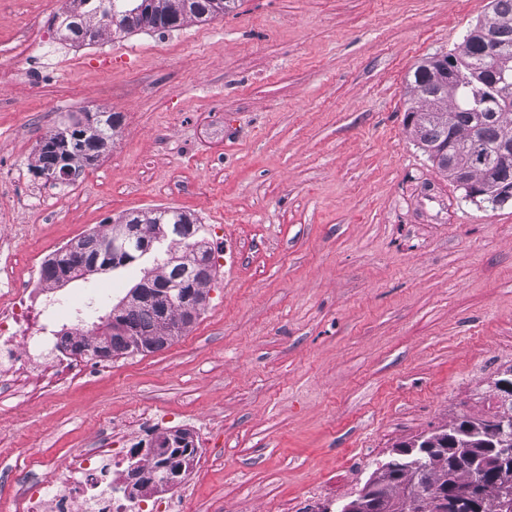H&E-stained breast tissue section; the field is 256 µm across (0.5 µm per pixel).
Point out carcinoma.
I'll return each instance as SVG.
<instances>
[{"instance_id":"carcinoma-1","label":"carcinoma","mask_w":512,"mask_h":512,"mask_svg":"<svg viewBox=\"0 0 512 512\" xmlns=\"http://www.w3.org/2000/svg\"><path fill=\"white\" fill-rule=\"evenodd\" d=\"M87 2L78 0L77 8L62 14L61 25L74 43L95 42L107 30L129 34L142 29L174 28L187 19L207 21L234 11L238 0H97L94 23L83 10ZM488 17L496 22L494 27L488 29L484 20H478L454 51L429 57L414 68L410 81L412 98L405 121L419 127V147L434 166L448 173L462 189L476 184L486 187L479 202L495 209L512 200V195L505 194V190L512 189V0H491ZM120 121L121 115L113 112L101 116L90 133L68 132L62 147L41 144L36 175L46 177L65 168L66 176H78L81 166L102 156ZM466 141L494 155L495 166L471 167L464 157L455 155V146ZM178 220L188 225L190 242L211 251L204 225L183 211L159 209L149 216L131 214L124 218L125 223L138 226L142 241L162 234L167 225ZM111 237L110 232L84 236L89 248L82 259H71L67 251L57 255L45 266L46 280L56 285L95 269L114 271L129 267L126 255L100 249V244ZM191 258L192 255L184 253L162 260L157 268L145 271L128 294H150L151 284L181 281L183 267ZM114 319L133 332L143 333V341L160 339L166 345L186 331L198 316L188 315L179 302L168 304L164 312L153 304L133 307L120 301L99 318L98 328L110 329ZM99 344L97 336L90 343L67 333L61 347L77 353ZM406 462L412 468L401 470L398 478L387 483L381 512H421L418 504L405 509H394L392 504L414 500L417 486L422 483H446L459 496H473L479 488V474L463 465L452 448L442 461L415 453Z\"/></svg>"}]
</instances>
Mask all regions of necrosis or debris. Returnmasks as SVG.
Instances as JSON below:
<instances>
[{
	"instance_id": "4bbe7bcc",
	"label": "necrosis or debris",
	"mask_w": 512,
	"mask_h": 512,
	"mask_svg": "<svg viewBox=\"0 0 512 512\" xmlns=\"http://www.w3.org/2000/svg\"><path fill=\"white\" fill-rule=\"evenodd\" d=\"M30 238L27 228H0V394L19 388L42 396L60 382L80 379L87 370L81 358L54 356L56 320L70 314L74 336L92 338L85 316L107 293L75 301L56 295L43 277L45 256L27 260L28 279L16 273L17 257ZM123 446L107 440L41 476L26 478L16 494L0 497V512H181L178 495L164 502L121 493Z\"/></svg>"
}]
</instances>
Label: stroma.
I'll return each mask as SVG.
<instances>
[{
  "mask_svg": "<svg viewBox=\"0 0 512 512\" xmlns=\"http://www.w3.org/2000/svg\"><path fill=\"white\" fill-rule=\"evenodd\" d=\"M24 0H0V210L36 253L131 212L194 214L224 258L165 348L102 360L0 405V482L58 465L136 405L202 441L184 512H314L355 498L396 448L501 410L512 368V204L465 198L404 124L409 76L490 0H239L207 22L79 48L54 8L14 63ZM118 112L79 186L35 176L48 131ZM139 267L61 286L117 303Z\"/></svg>",
  "mask_w": 512,
  "mask_h": 512,
  "instance_id": "1",
  "label": "stroma"
}]
</instances>
